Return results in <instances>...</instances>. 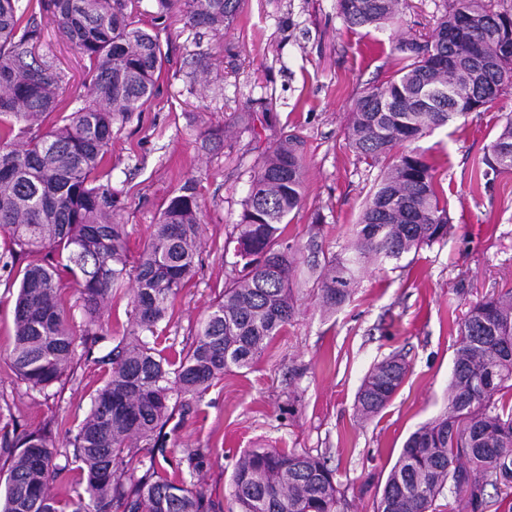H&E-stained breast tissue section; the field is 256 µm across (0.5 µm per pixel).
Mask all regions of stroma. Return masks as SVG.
Instances as JSON below:
<instances>
[{"instance_id": "1", "label": "stroma", "mask_w": 512, "mask_h": 512, "mask_svg": "<svg viewBox=\"0 0 512 512\" xmlns=\"http://www.w3.org/2000/svg\"><path fill=\"white\" fill-rule=\"evenodd\" d=\"M146 27H158L168 60L142 110L115 124L108 154L113 213L131 252L151 239L165 200L194 180L202 206V246L195 275L160 324L164 355L188 351L200 321L224 288L251 176L268 142L296 133L304 140L306 177L300 208L284 236L303 245L295 272L298 312L248 369L226 373L189 410L163 429L162 471L189 450L208 460L195 474L217 512H237L230 476L240 454L259 446L325 456L342 492L341 512H375L385 480L407 437L440 415L458 339L457 322L483 296L512 289V171L493 172L484 159L507 114L512 94L482 112L458 116L415 145L435 167L440 201L451 225L447 239L401 259L369 264L350 300L324 311L305 245L317 238L338 252L355 226L384 163L353 152L347 126L353 99L389 81L400 68V37L431 33L445 0H405L395 24L349 29L336 0H242L234 23L217 35L182 17L154 24L155 0H135ZM40 55L65 75L60 122L84 102L86 62L53 24H45ZM267 106L272 127L254 135L229 126L231 114ZM223 140H205L204 130ZM17 282L0 277V394L20 430L55 418L64 441L91 406L109 368L75 360L74 374L54 398L28 391L10 367ZM394 354L409 371L390 405L374 419L356 417L355 396L370 368Z\"/></svg>"}]
</instances>
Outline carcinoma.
Instances as JSON below:
<instances>
[{
    "mask_svg": "<svg viewBox=\"0 0 512 512\" xmlns=\"http://www.w3.org/2000/svg\"><path fill=\"white\" fill-rule=\"evenodd\" d=\"M157 20L173 13L222 33L241 0H155ZM402 0H336L349 28L392 23ZM0 0V230L20 271L14 306L11 367L31 390L62 382L77 348L91 357L108 336L101 310L112 290L133 277V323L103 362L109 376L95 391L88 415L60 448L50 431L31 432L0 457L9 474L0 512H216L197 484L162 475L155 457L142 475L129 469L138 444L158 442L174 407L197 398L233 369L251 367L265 346L296 315L294 272L300 248L283 243L282 225L302 202L303 142L280 137L251 176L240 221L234 225V261L224 290L209 306L193 346L170 359L147 340L169 320L173 301L191 279L201 246V204L188 180L163 205L150 242L129 261L124 225L112 220L105 177L113 125L153 96L167 60L158 34L142 26L132 0ZM49 20L82 57L87 99L67 123L42 128L56 111L64 79L38 53ZM512 36V10L495 0H449L430 36L402 38L406 61L386 84L359 93L351 112L349 145L374 163L455 116L482 112L512 87V56L501 39ZM486 165L512 170V115L490 145ZM448 211L440 203L435 168L423 152L407 149L383 171L360 215L352 248L323 255L316 299L326 311L350 299L356 273L370 262L403 255L447 237ZM66 254L65 261L53 253ZM68 276L81 300L80 329L62 297ZM393 355L375 363L355 400L369 420L391 403L408 373ZM512 291L473 304L459 325L448 406L405 441L390 470L377 512H432L453 498L457 512H512ZM65 463H58L59 457ZM83 489L51 492L70 466ZM238 512H338L333 470L309 452L249 448L231 476Z\"/></svg>",
    "mask_w": 512,
    "mask_h": 512,
    "instance_id": "cac0c4a2",
    "label": "carcinoma"
}]
</instances>
